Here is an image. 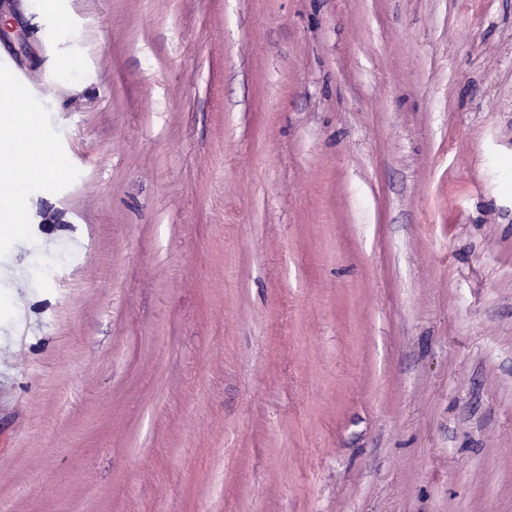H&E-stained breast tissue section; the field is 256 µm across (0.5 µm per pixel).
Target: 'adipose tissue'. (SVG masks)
<instances>
[{"label": "adipose tissue", "mask_w": 512, "mask_h": 512, "mask_svg": "<svg viewBox=\"0 0 512 512\" xmlns=\"http://www.w3.org/2000/svg\"><path fill=\"white\" fill-rule=\"evenodd\" d=\"M24 99L20 90L0 94V104L9 108L0 120V126L9 131L8 136H0V167L9 171L8 177L0 179V219L9 224L17 221L13 204L28 183L50 176L59 166L37 115L26 109Z\"/></svg>", "instance_id": "adipose-tissue-1"}]
</instances>
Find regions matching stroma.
I'll use <instances>...</instances> for the list:
<instances>
[{"mask_svg": "<svg viewBox=\"0 0 512 512\" xmlns=\"http://www.w3.org/2000/svg\"><path fill=\"white\" fill-rule=\"evenodd\" d=\"M0 22L66 162L0 228V512H512V0Z\"/></svg>", "mask_w": 512, "mask_h": 512, "instance_id": "1", "label": "stroma"}]
</instances>
